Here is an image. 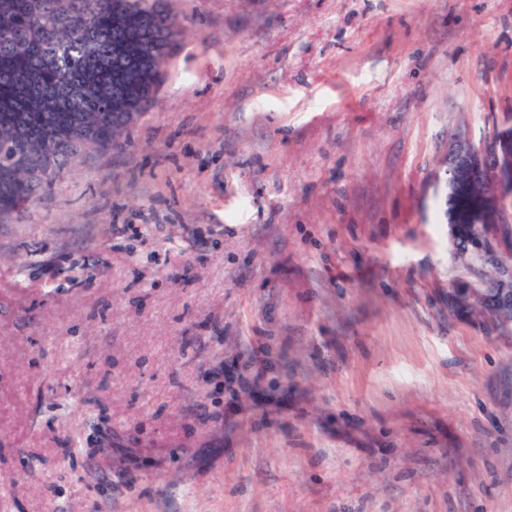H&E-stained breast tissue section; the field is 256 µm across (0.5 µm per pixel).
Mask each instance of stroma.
Wrapping results in <instances>:
<instances>
[{
    "mask_svg": "<svg viewBox=\"0 0 512 512\" xmlns=\"http://www.w3.org/2000/svg\"><path fill=\"white\" fill-rule=\"evenodd\" d=\"M156 100L0 223V512H512V0H163ZM448 170L462 175L479 172L486 186L483 205L496 208L498 224H511L512 133L496 134L478 144L460 141L448 152ZM483 193L482 181L478 176L471 179H457L454 175L448 177V222L459 224L469 230L473 224H494L493 210L478 209V201ZM466 300L491 308L502 319H512V282L511 288H474L468 291Z\"/></svg>",
    "mask_w": 512,
    "mask_h": 512,
    "instance_id": "35a3bbf8",
    "label": "stroma"
}]
</instances>
